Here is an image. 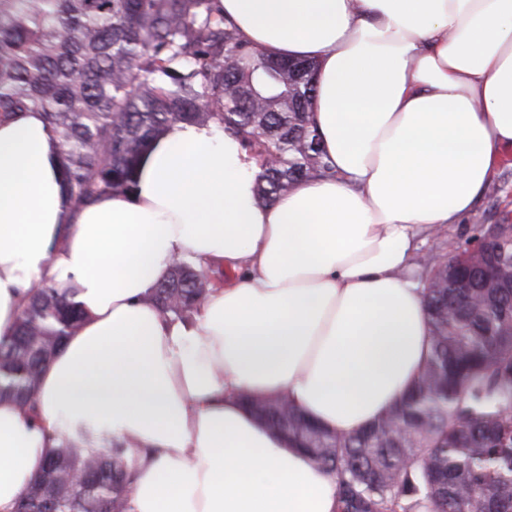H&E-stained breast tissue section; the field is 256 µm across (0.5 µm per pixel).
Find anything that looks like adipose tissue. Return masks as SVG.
<instances>
[{
	"mask_svg": "<svg viewBox=\"0 0 512 512\" xmlns=\"http://www.w3.org/2000/svg\"><path fill=\"white\" fill-rule=\"evenodd\" d=\"M264 52L314 60L335 174L274 202L214 126L153 140L129 195L69 219L41 112L0 120V336L33 287L78 303L37 416L0 402V512L57 437L126 444L127 512H336V479L240 404L282 396L354 433L394 408L430 347L412 257L467 218L512 146V0H220ZM221 266L192 320L149 296L171 262Z\"/></svg>",
	"mask_w": 512,
	"mask_h": 512,
	"instance_id": "ef3b65f1",
	"label": "adipose tissue"
}]
</instances>
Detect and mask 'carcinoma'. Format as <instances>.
<instances>
[{
  "label": "carcinoma",
  "instance_id": "obj_1",
  "mask_svg": "<svg viewBox=\"0 0 512 512\" xmlns=\"http://www.w3.org/2000/svg\"><path fill=\"white\" fill-rule=\"evenodd\" d=\"M250 44L220 0H0V117L34 109L54 133L70 216L137 186L151 142L177 122L215 124L259 163L257 195L335 173L308 112L314 83ZM476 226L484 262L457 256L425 282V369L374 425L331 433L281 401L247 407L336 477L337 512H512V231ZM210 275L173 263L150 296L190 320ZM83 312L49 286L0 337V401L35 411L41 375ZM125 444L86 429L50 449L17 512H127L134 475Z\"/></svg>",
  "mask_w": 512,
  "mask_h": 512
}]
</instances>
